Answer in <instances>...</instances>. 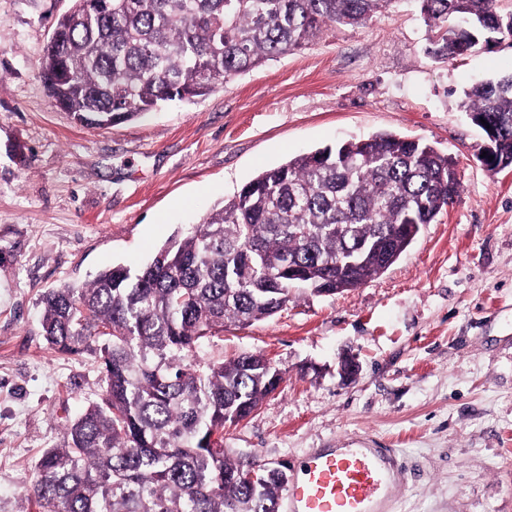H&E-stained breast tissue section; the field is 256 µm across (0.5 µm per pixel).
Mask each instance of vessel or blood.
<instances>
[{
  "mask_svg": "<svg viewBox=\"0 0 512 512\" xmlns=\"http://www.w3.org/2000/svg\"><path fill=\"white\" fill-rule=\"evenodd\" d=\"M397 487L385 448H320L308 453L282 503L284 512H384Z\"/></svg>",
  "mask_w": 512,
  "mask_h": 512,
  "instance_id": "1",
  "label": "vessel or blood"
}]
</instances>
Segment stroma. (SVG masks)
<instances>
[{
  "mask_svg": "<svg viewBox=\"0 0 512 512\" xmlns=\"http://www.w3.org/2000/svg\"><path fill=\"white\" fill-rule=\"evenodd\" d=\"M69 0H0V512L101 393L93 355L41 335L40 298L150 261L263 170L351 137L394 132L457 156V202L389 269L334 296L225 326L199 356L263 354L284 378L224 428L230 456L295 469L315 448H388L387 512H512V169L488 172L459 102L512 72V44L427 54L417 0L224 87L109 129L49 101L39 61ZM358 375L342 380V357Z\"/></svg>",
  "mask_w": 512,
  "mask_h": 512,
  "instance_id": "35a3bbf8",
  "label": "stroma"
}]
</instances>
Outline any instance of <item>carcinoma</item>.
<instances>
[{"label": "carcinoma", "instance_id": "obj_1", "mask_svg": "<svg viewBox=\"0 0 512 512\" xmlns=\"http://www.w3.org/2000/svg\"><path fill=\"white\" fill-rule=\"evenodd\" d=\"M393 2L70 0L39 73L75 123L116 125L207 95ZM419 4L436 60L512 41V11L496 0ZM460 107L494 132L488 171L512 167V74L465 91ZM460 187L457 159L421 139L348 140L261 172L140 268L44 294L45 341L94 353L103 390L65 446L43 453L30 499L40 512H279L286 470L230 457L224 424L249 417L283 373L260 353L214 364L199 349L228 322L274 316L295 288L331 296L366 284Z\"/></svg>", "mask_w": 512, "mask_h": 512}]
</instances>
